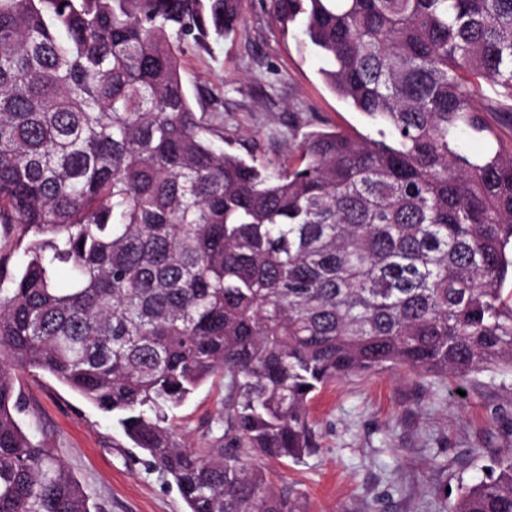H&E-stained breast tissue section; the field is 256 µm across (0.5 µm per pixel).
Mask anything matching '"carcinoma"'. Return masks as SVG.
I'll list each match as a JSON object with an SVG mask.
<instances>
[{"instance_id":"1","label":"carcinoma","mask_w":512,"mask_h":512,"mask_svg":"<svg viewBox=\"0 0 512 512\" xmlns=\"http://www.w3.org/2000/svg\"><path fill=\"white\" fill-rule=\"evenodd\" d=\"M271 6L377 136L312 130L272 170L221 147L180 56L234 34L240 0H0V226L23 254L0 258V512H100L20 426V372L112 415L186 512H305L260 461L313 451L333 380L512 373V156L485 117L512 112V0ZM217 374L192 448L169 412ZM451 512H512V453Z\"/></svg>"}]
</instances>
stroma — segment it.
Here are the masks:
<instances>
[{
  "instance_id": "35a3bbf8",
  "label": "stroma",
  "mask_w": 512,
  "mask_h": 512,
  "mask_svg": "<svg viewBox=\"0 0 512 512\" xmlns=\"http://www.w3.org/2000/svg\"><path fill=\"white\" fill-rule=\"evenodd\" d=\"M241 16L234 34L180 62L184 86L213 98L226 150L251 146L270 169L313 128L374 134L371 121L323 83L326 59L296 27L273 22L269 0H241ZM21 387L22 426L103 512H185L175 484L146 465L110 415L41 372L22 374ZM223 401L217 376L175 410L177 434L205 447ZM309 412L316 450L297 463H264L268 482L301 496L307 512H447L458 488L512 453L510 373L478 371L461 382L405 369L349 376L328 383Z\"/></svg>"
}]
</instances>
